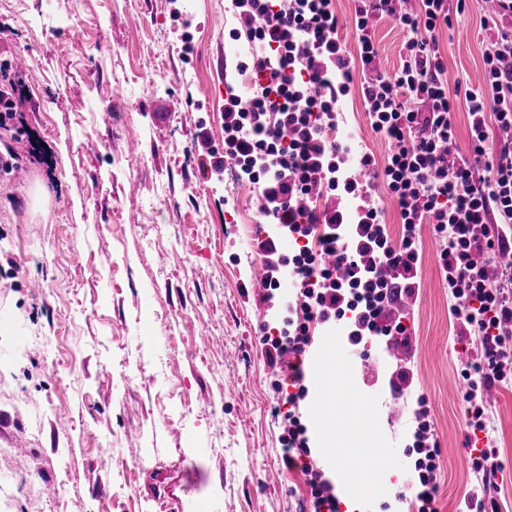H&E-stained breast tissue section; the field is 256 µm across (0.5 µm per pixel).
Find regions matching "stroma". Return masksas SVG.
<instances>
[{
  "mask_svg": "<svg viewBox=\"0 0 512 512\" xmlns=\"http://www.w3.org/2000/svg\"><path fill=\"white\" fill-rule=\"evenodd\" d=\"M487 14L466 0L438 35L449 91L484 84ZM235 25L228 0H71L62 18L47 0H0V90L16 104L0 155L22 169H0V512H310L308 476L281 470L275 376L253 334L258 319L283 326L249 279L257 234L275 228L252 184L205 168L249 51ZM409 37L375 20L382 69ZM338 109L328 137L385 164L359 86ZM441 249L422 226L417 288L395 306L407 334L397 353L373 346L371 375L351 370L342 325L310 326L307 364L334 371L355 410L341 441L369 460L349 478L310 441L352 512H417L396 491L416 474L421 396L439 512H463L480 484L457 387L476 339L452 315ZM495 393L487 493L512 512V383Z\"/></svg>",
  "mask_w": 512,
  "mask_h": 512,
  "instance_id": "1",
  "label": "stroma"
}]
</instances>
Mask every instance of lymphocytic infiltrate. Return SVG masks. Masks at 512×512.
Returning <instances> with one entry per match:
<instances>
[{"label":"lymphocytic infiltrate","instance_id":"obj_1","mask_svg":"<svg viewBox=\"0 0 512 512\" xmlns=\"http://www.w3.org/2000/svg\"><path fill=\"white\" fill-rule=\"evenodd\" d=\"M395 2L358 0L354 59L338 38L331 0H232L240 22L236 34L256 51L237 64L239 81L224 100V156L256 185L264 223L287 228L296 243L293 253L282 256L274 239L261 245L297 284L286 304L297 316L293 335L266 337L264 345L268 365L287 387L282 466L313 474L312 512H340V500L331 479L316 468L299 417L307 395L301 358L312 343L309 325L346 320L347 342L359 351L367 350L370 337L405 335L390 310L415 291L418 226L431 225L447 238L439 259L456 301L453 314L478 335L476 353L461 371L472 432L486 429L487 390L512 373V235L491 221L496 213L512 216V0H497L486 18L495 37L484 54L483 89L460 96L450 94L442 78L437 33L451 25L448 0H420L404 11ZM376 12L412 33L392 75L378 66L370 23ZM358 75L371 127L392 145L377 177L400 208L405 232L397 245L368 202V190L352 177H336L343 148L325 133L327 117ZM461 101L470 118L464 153L452 122ZM495 129L505 142L497 153L489 150ZM339 189L358 199L355 211L317 208L319 192ZM428 417L427 403H420L414 434V447L424 456L418 512H437L440 451L430 440Z\"/></svg>","mask_w":512,"mask_h":512}]
</instances>
